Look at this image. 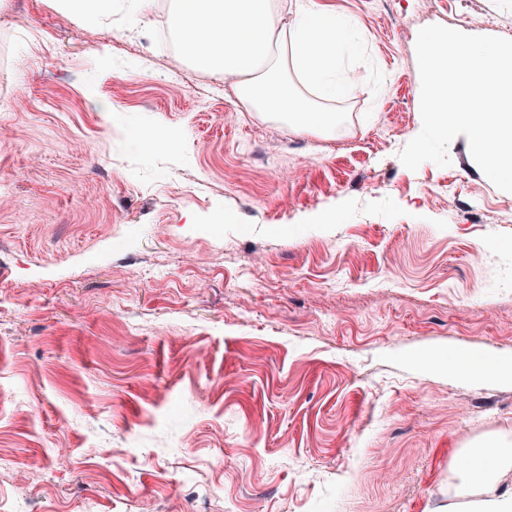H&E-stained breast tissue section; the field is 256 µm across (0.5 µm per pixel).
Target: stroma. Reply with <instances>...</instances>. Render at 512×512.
<instances>
[{
    "instance_id": "stroma-1",
    "label": "stroma",
    "mask_w": 512,
    "mask_h": 512,
    "mask_svg": "<svg viewBox=\"0 0 512 512\" xmlns=\"http://www.w3.org/2000/svg\"><path fill=\"white\" fill-rule=\"evenodd\" d=\"M173 2L0 0V512H469L452 464L512 444V382L431 360L512 357V193L466 136L446 167L399 154L420 29L512 39V0H314L361 76L300 86L324 132L170 83ZM59 7L77 18H97L112 14L115 2L112 0H58Z\"/></svg>"
}]
</instances>
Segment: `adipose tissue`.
<instances>
[{
    "label": "adipose tissue",
    "instance_id": "1",
    "mask_svg": "<svg viewBox=\"0 0 512 512\" xmlns=\"http://www.w3.org/2000/svg\"><path fill=\"white\" fill-rule=\"evenodd\" d=\"M166 26L195 68L236 78L242 104L324 131L335 126V113L310 107L284 72L293 67L320 97L349 95L339 73L350 26L334 14L301 4L286 18L273 11L271 0H176ZM433 364L466 377L512 381V358L465 350Z\"/></svg>",
    "mask_w": 512,
    "mask_h": 512
}]
</instances>
